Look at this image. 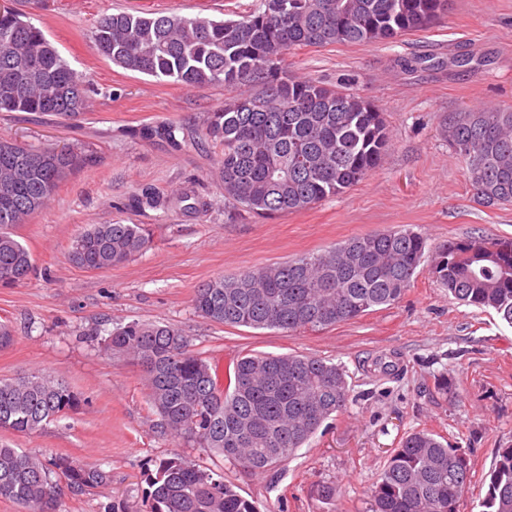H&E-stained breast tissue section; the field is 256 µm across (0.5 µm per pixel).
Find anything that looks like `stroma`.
Listing matches in <instances>:
<instances>
[{"label": "stroma", "mask_w": 512, "mask_h": 512, "mask_svg": "<svg viewBox=\"0 0 512 512\" xmlns=\"http://www.w3.org/2000/svg\"><path fill=\"white\" fill-rule=\"evenodd\" d=\"M260 0H13L40 26L95 92L72 124L25 112L0 113V137L26 146L92 147L97 161L75 171L50 204L12 232L34 260L27 280L0 286V322L14 341L0 349V378L39 372L64 380L81 407L43 430L14 434L12 447L97 464L109 486L63 491L59 512H142L155 461L199 451L171 439L146 401L144 375L107 355L104 340L131 321L170 324L191 349L228 360L241 353L315 354L344 366L351 385L345 410L279 467L254 476L220 456L202 457L262 512H369V489L407 432L427 429L467 449L474 478L459 512H479L483 480L498 448L512 444V325L491 310L460 304L430 262L403 298L322 331L287 334L211 322L194 309L196 289L219 275L319 253L345 239L411 228L429 250L451 239H512V205L478 204L465 166L441 134L462 106L512 107V0H451L430 29L386 43L291 51L288 70L326 84L350 78L354 92L384 113L391 146L360 183L312 208L271 219L230 215L217 157L200 135L223 107V86L186 89L131 72L98 55L96 20L119 12H164L237 19ZM466 66H456L459 56ZM173 122L196 145L132 137L144 124ZM168 193V208L137 211L142 185ZM145 224L152 245L128 263L89 271L69 259L91 224ZM392 367L383 373L382 364ZM456 384L445 397L435 375ZM200 456V455H199ZM335 486L334 499L321 486Z\"/></svg>", "instance_id": "obj_1"}]
</instances>
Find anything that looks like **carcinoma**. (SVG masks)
<instances>
[{"label": "carcinoma", "instance_id": "obj_1", "mask_svg": "<svg viewBox=\"0 0 512 512\" xmlns=\"http://www.w3.org/2000/svg\"><path fill=\"white\" fill-rule=\"evenodd\" d=\"M237 20L162 12L113 13L93 31L98 54L125 70L189 88L222 85L224 107L209 113L204 140L217 150L224 199L271 218L312 207L362 181L387 153L384 114L343 85L288 76V54L305 47L387 42L437 24L449 0H285ZM91 98L43 31L15 10L0 13V112L77 121ZM174 123L145 125L140 138L176 140ZM462 159L476 199L512 204V109L466 105L442 124ZM96 162L90 147L32 148L0 138V283L33 270L30 251L9 232L46 207L59 184ZM152 185L130 198L138 209H165ZM151 243L141 224H92L70 261L88 270L129 262ZM426 240L410 229L378 231L321 252L217 276L200 285L194 308L232 327L285 333L323 330L392 305L425 261ZM432 274L454 299L496 311L512 324V241L469 236L435 252ZM105 350L140 366L147 401L165 433L250 475L280 466L347 404L344 368L316 355L244 354L224 362L190 349L177 328L132 321L114 329ZM82 402L67 384L38 373L0 379V499L23 512H57L62 488L85 494L108 484L98 465L12 447L4 434L37 433ZM471 482L459 445L428 430L405 434L370 488V512H458ZM146 512H261L224 475L179 453L155 462ZM482 512H512V446L488 473Z\"/></svg>", "mask_w": 512, "mask_h": 512}]
</instances>
